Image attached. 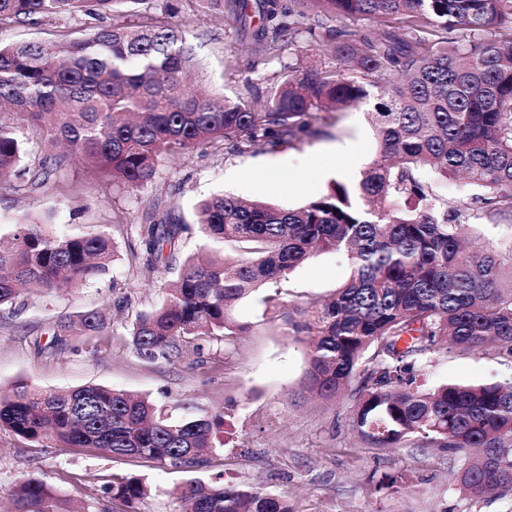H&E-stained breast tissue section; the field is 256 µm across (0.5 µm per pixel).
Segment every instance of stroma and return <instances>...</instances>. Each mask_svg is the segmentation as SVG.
I'll use <instances>...</instances> for the list:
<instances>
[{"label":"stroma","instance_id":"stroma-1","mask_svg":"<svg viewBox=\"0 0 512 512\" xmlns=\"http://www.w3.org/2000/svg\"><path fill=\"white\" fill-rule=\"evenodd\" d=\"M171 10L194 46L195 79L231 100L271 90L289 66H335L324 49V31L301 38L281 57L260 55L229 14L199 7L197 0H158ZM80 18L40 26L0 27V45L54 40L75 32ZM372 102L341 112L328 135L295 147L243 155L223 143L187 158L161 160L155 179L140 188L111 183L83 162H74L48 190L28 195L0 184V228L22 215L45 221L50 232L114 239L108 271L89 283L45 294L24 292L20 306L0 308V393L20 383L53 391L103 385L149 396L173 419L223 412L233 443L216 449L188 474L138 458H113L82 448L45 447L0 430V491L30 478L44 481L74 504L89 502L116 475H136L151 487L139 512H183L176 489L188 476L260 488L286 498L293 512H512V495L478 501L456 488L460 459L436 448L406 445L373 448L352 428L351 397L321 402L298 397L308 367L307 346L289 336L281 313L266 311L259 297L241 301L235 318L244 330L228 338L205 337L176 364L141 358L126 328L139 312L159 304L170 270L145 269L131 258L136 225L153 206L191 220L195 203L214 193L296 208L325 194L333 181L357 186L379 154ZM351 274L345 255L324 252L297 267L282 290L287 307L331 295ZM97 310L112 320L103 336L56 339L57 322ZM428 384L453 379L512 377V353L492 355L443 350L425 357ZM402 473L400 488L382 484Z\"/></svg>","mask_w":512,"mask_h":512}]
</instances>
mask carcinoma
<instances>
[{"label":"carcinoma","instance_id":"carcinoma-1","mask_svg":"<svg viewBox=\"0 0 512 512\" xmlns=\"http://www.w3.org/2000/svg\"><path fill=\"white\" fill-rule=\"evenodd\" d=\"M152 0H0V25L97 21L84 37L0 45V182L17 193L43 190L75 156L130 188L151 182L166 156L188 157L224 141V152L296 146L325 134L330 114L376 100L371 119L379 156L358 189L333 182L295 209L213 195L193 224L159 209L145 215L132 258L174 270L164 300L127 327L141 357L179 360L199 336L244 330L235 306L260 288L280 307L291 272L324 251L351 261L349 280L324 302L288 312V334L313 336L302 388L335 400L357 384L353 429L375 448L412 442L464 459L458 482L473 499L512 492V378L425 387L419 362L444 347L488 355L512 351V257L466 247L481 220L512 219V0H263L256 51L277 56L329 20L326 51L336 69L288 74L266 96L232 101L189 86L195 65L185 31L152 12ZM243 26L248 0H204ZM142 5V21L126 13ZM385 80L380 93L370 77ZM461 177L469 200L436 194L423 173ZM197 228L223 255L177 262L183 235ZM0 246V307L23 289L46 292L106 272V233L55 235L28 216ZM98 311L57 323L59 336H100ZM224 413L174 420L149 398L99 385L40 391L24 384L0 395V429L32 443L88 448L180 471L231 441ZM104 493L124 512L150 493L144 479L115 477ZM16 512H73L69 500L32 478L12 488ZM188 512H291L260 489L189 480Z\"/></svg>","mask_w":512,"mask_h":512}]
</instances>
